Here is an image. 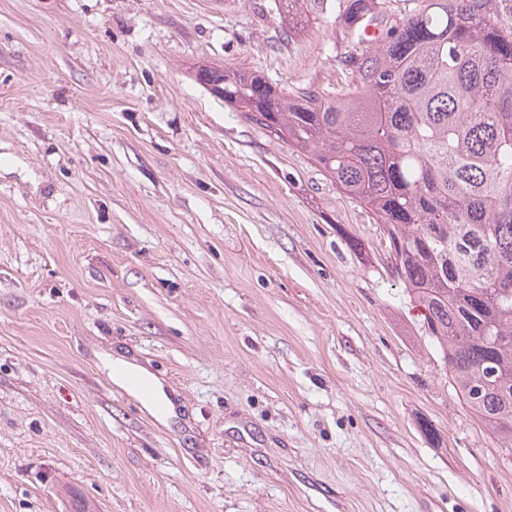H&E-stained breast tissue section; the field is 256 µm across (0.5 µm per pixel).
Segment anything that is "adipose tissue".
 I'll use <instances>...</instances> for the list:
<instances>
[{"mask_svg":"<svg viewBox=\"0 0 512 512\" xmlns=\"http://www.w3.org/2000/svg\"><path fill=\"white\" fill-rule=\"evenodd\" d=\"M107 364L112 370L111 379L116 386L128 391L136 380L147 386L149 393L142 396L140 403L157 422L165 425L176 417L177 402L174 396L152 372L120 356L108 358Z\"/></svg>","mask_w":512,"mask_h":512,"instance_id":"adipose-tissue-1","label":"adipose tissue"}]
</instances>
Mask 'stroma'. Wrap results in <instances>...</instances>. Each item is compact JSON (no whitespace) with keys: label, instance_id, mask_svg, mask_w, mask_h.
I'll return each instance as SVG.
<instances>
[{"label":"stroma","instance_id":"stroma-1","mask_svg":"<svg viewBox=\"0 0 512 512\" xmlns=\"http://www.w3.org/2000/svg\"><path fill=\"white\" fill-rule=\"evenodd\" d=\"M345 4L0 0V512H512L381 224L196 79L339 92ZM107 366L112 369V383L138 398L143 409L157 422L166 426L172 418L177 416V402L174 396L164 388L163 381L152 372L120 356L108 357ZM132 377L147 386L149 389L148 395L142 394L141 398L136 393L140 391L131 384Z\"/></svg>","mask_w":512,"mask_h":512}]
</instances>
